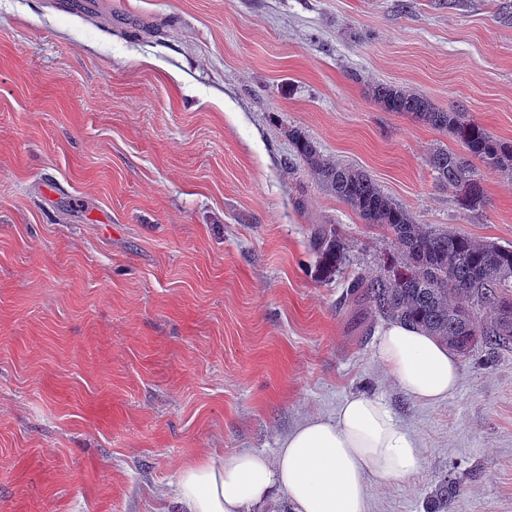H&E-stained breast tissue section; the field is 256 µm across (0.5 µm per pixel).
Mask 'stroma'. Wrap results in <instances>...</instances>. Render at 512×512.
Instances as JSON below:
<instances>
[{"instance_id":"1","label":"stroma","mask_w":512,"mask_h":512,"mask_svg":"<svg viewBox=\"0 0 512 512\" xmlns=\"http://www.w3.org/2000/svg\"><path fill=\"white\" fill-rule=\"evenodd\" d=\"M500 0H0V512H180V468L275 456L345 397L381 398L421 465L369 512H512V352L428 404L343 296L393 245L288 167L289 127L421 224L512 247V177L461 209L428 165L459 141L373 85L512 142ZM350 264L315 271V229ZM460 484L456 478L445 475L433 495L426 502V512H451L459 495Z\"/></svg>"}]
</instances>
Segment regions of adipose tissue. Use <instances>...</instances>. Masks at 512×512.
Wrapping results in <instances>:
<instances>
[{
	"mask_svg": "<svg viewBox=\"0 0 512 512\" xmlns=\"http://www.w3.org/2000/svg\"><path fill=\"white\" fill-rule=\"evenodd\" d=\"M377 358L414 399L434 403L457 388L461 369L445 344L408 324L382 332ZM417 442L381 399L353 394L335 416L310 418L275 456L242 449L186 463L177 479L181 512H255L284 495L290 512H369L367 487L418 468Z\"/></svg>",
	"mask_w": 512,
	"mask_h": 512,
	"instance_id": "obj_1",
	"label": "adipose tissue"
}]
</instances>
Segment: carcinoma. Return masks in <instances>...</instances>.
Here are the masks:
<instances>
[{"mask_svg": "<svg viewBox=\"0 0 512 512\" xmlns=\"http://www.w3.org/2000/svg\"><path fill=\"white\" fill-rule=\"evenodd\" d=\"M371 94L386 111L407 113L451 133L463 145L465 155L437 148L429 158L435 180L456 192L463 210L478 213L485 208L484 172L512 174V142L467 120L460 107L441 109L422 94L388 84L373 86ZM288 139L291 160L301 163L363 223L384 230L394 245L389 262L375 275L360 273L348 280L346 298L364 319L410 324L463 357L477 347L489 355L512 352L511 247L419 224L368 172L324 155L302 129H289ZM469 154L485 169L471 164ZM317 246L323 277L346 266L347 251L336 231L319 229ZM459 491V482L444 476L427 500L426 512H452Z\"/></svg>", "mask_w": 512, "mask_h": 512, "instance_id": "cac0c4a2", "label": "carcinoma"}]
</instances>
